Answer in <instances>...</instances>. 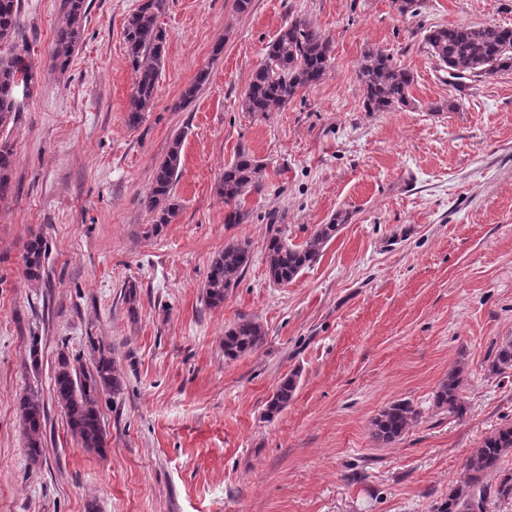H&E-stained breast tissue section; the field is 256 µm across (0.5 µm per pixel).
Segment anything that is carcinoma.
<instances>
[{
  "instance_id": "obj_1",
  "label": "carcinoma",
  "mask_w": 512,
  "mask_h": 512,
  "mask_svg": "<svg viewBox=\"0 0 512 512\" xmlns=\"http://www.w3.org/2000/svg\"><path fill=\"white\" fill-rule=\"evenodd\" d=\"M167 0H140V4L125 18L124 42L131 66L133 87L127 122L138 126L144 114L151 110L161 74L166 34L158 24ZM64 22L56 28L49 55L52 70L64 73L83 36V21L88 9L86 0H62ZM21 0H0V43L12 44V51L0 56V132L17 125L22 112L18 89L30 93L36 73L25 53L27 45H18L20 37ZM428 53L449 77L460 79H493L512 74V28L495 24L473 26L432 25L419 27ZM333 65L332 43L328 36L310 21L296 17L286 22L254 68L242 100V109L251 115L277 112L302 91L322 82ZM209 73L199 72L185 87L179 104L193 101L208 80ZM357 79L367 112H392L412 103L411 71L394 62L393 57L379 49H369L362 55ZM183 134L174 136L169 150L153 169L148 190L139 203L153 215V224L146 231L151 235L170 224L179 211L175 185L179 177ZM17 156L9 137H0V200L14 194L11 172ZM264 164L246 151H240L235 161L224 167L216 189L224 203L232 204L244 196L259 179ZM345 218L335 217L320 224L309 238L294 244L282 229H273L266 240L265 254L269 275L278 285L291 283L302 270L318 262L324 247L340 230ZM250 242L236 241L224 245L208 268L203 289L205 303L216 307L224 303V295L235 288L250 260ZM49 246L40 234L30 236L23 255V276L28 282L43 279L48 267ZM266 332L261 323L242 315L224 330V357L237 359L250 354L264 343ZM488 370L503 375L512 370V338L497 346ZM468 372L462 364L448 372L435 393L436 408L462 417L466 406L461 391ZM125 381L119 374L112 348L98 347L93 368L84 370L62 356L54 376L57 403L64 410L73 437L84 448L101 452L107 447L106 432L101 421L100 400L108 395L119 397ZM297 389L295 375L283 377L266 402L269 418L288 407ZM22 434L30 461H43V434L46 408L35 394L27 395L20 405ZM418 420V412L408 402H394L385 407L372 421V436L382 443H392L405 435ZM512 453V425L503 426L474 449L463 465V475L448 491V496L436 504L433 512H489L495 499H512V472L502 474L497 485L486 482L487 476L500 472L502 459Z\"/></svg>"
}]
</instances>
